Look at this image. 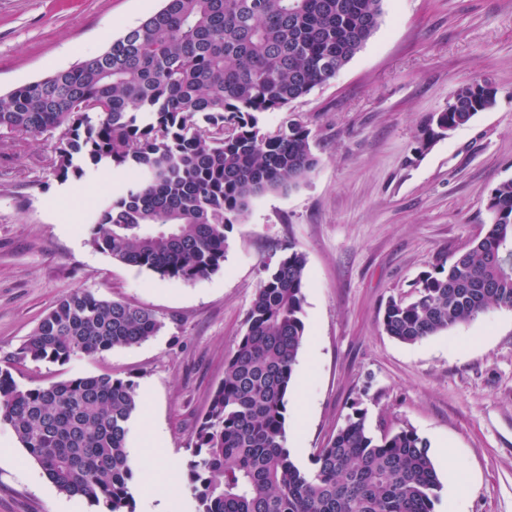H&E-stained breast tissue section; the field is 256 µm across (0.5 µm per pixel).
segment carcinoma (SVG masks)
I'll use <instances>...</instances> for the list:
<instances>
[{"instance_id": "cac0c4a2", "label": "carcinoma", "mask_w": 512, "mask_h": 512, "mask_svg": "<svg viewBox=\"0 0 512 512\" xmlns=\"http://www.w3.org/2000/svg\"><path fill=\"white\" fill-rule=\"evenodd\" d=\"M383 0H163L99 54L0 96V131L59 132L62 182L86 164L127 167L135 182L98 210L90 245L162 279L193 283L224 265L225 231L252 199L287 192L319 164L299 119L267 112L328 82L380 26ZM498 89L462 84L429 116L422 145L492 109ZM492 222L448 267L390 299L383 331L415 344L512 309V180L487 199ZM305 255L267 268L246 330L197 421L187 476L196 512H433L441 490L429 445L411 428L372 435L356 409L303 467L286 447V405L305 336ZM151 310L75 291L15 359L65 364L140 345ZM136 385L110 375L22 389L0 366V422L56 489L108 512H134L127 452Z\"/></svg>"}]
</instances>
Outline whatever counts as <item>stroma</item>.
<instances>
[{
  "label": "stroma",
  "instance_id": "1",
  "mask_svg": "<svg viewBox=\"0 0 512 512\" xmlns=\"http://www.w3.org/2000/svg\"><path fill=\"white\" fill-rule=\"evenodd\" d=\"M162 0H0V96L99 54ZM377 32L335 80L291 104L311 129L316 170L296 189L254 199L227 231L223 268L186 284L119 263L90 243L101 200L131 173L77 179L51 160L58 135L0 133V366L43 387L108 374L136 383L128 448L139 451L136 512H194L189 486L158 488L185 468L198 418L224 377L257 288L288 245L307 259L305 338L289 394L287 446L310 465L354 410L371 434L414 429L429 443L441 490L434 512H512V310L414 344L386 335L390 298L449 264L483 234L490 191L512 180V0H383ZM484 78L496 106L428 148L426 119L463 83ZM151 309L160 332L131 348L69 362L12 363L26 336L74 291ZM0 443V512H93L60 493L10 426Z\"/></svg>",
  "mask_w": 512,
  "mask_h": 512
}]
</instances>
